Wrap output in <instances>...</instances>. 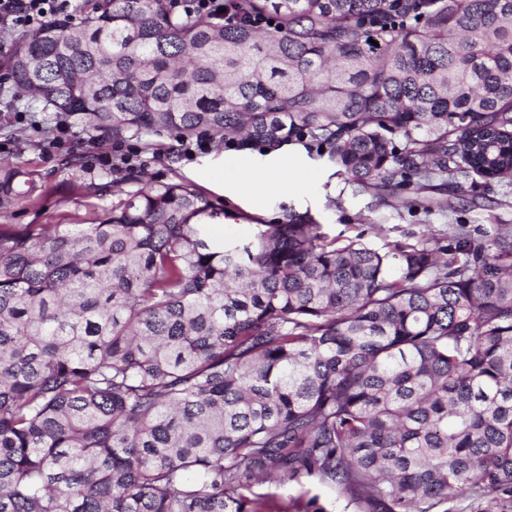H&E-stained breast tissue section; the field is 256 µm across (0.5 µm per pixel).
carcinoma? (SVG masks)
Masks as SVG:
<instances>
[{
  "label": "carcinoma",
  "mask_w": 512,
  "mask_h": 512,
  "mask_svg": "<svg viewBox=\"0 0 512 512\" xmlns=\"http://www.w3.org/2000/svg\"><path fill=\"white\" fill-rule=\"evenodd\" d=\"M10 35L0 96L90 144L303 142L359 190L512 185V0H91ZM377 44H372V41ZM0 224V512H512V227L341 243L143 177ZM38 187L0 164V210ZM266 483L300 488L278 499Z\"/></svg>",
  "instance_id": "1"
}]
</instances>
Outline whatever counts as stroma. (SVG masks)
Here are the masks:
<instances>
[{
  "label": "stroma",
  "mask_w": 512,
  "mask_h": 512,
  "mask_svg": "<svg viewBox=\"0 0 512 512\" xmlns=\"http://www.w3.org/2000/svg\"><path fill=\"white\" fill-rule=\"evenodd\" d=\"M8 125L17 129L19 137L12 140L6 161L40 180L44 193L37 203H19L0 214V224H75L103 216L118 201L111 185L127 174V166L96 164L88 174L62 166V159L71 153L96 155V147L86 143L80 130H73L53 147L36 126L16 120L14 113L0 116V129ZM237 156L236 150L213 148L173 163L160 152L140 154L141 170L147 177L180 181L203 194L219 214L210 233L221 242L247 241L259 225L272 223L291 210L311 214L328 236L340 240L358 236L379 249L393 241L416 242L427 230L451 224L475 228L491 220L512 226V195H506L504 187L476 189L456 202L454 209L428 213L413 206L417 193L411 189L386 200L371 191L354 192L326 158L305 149L284 172L281 189L261 194L256 202L245 201L225 182L227 166Z\"/></svg>",
  "instance_id": "stroma-1"
}]
</instances>
